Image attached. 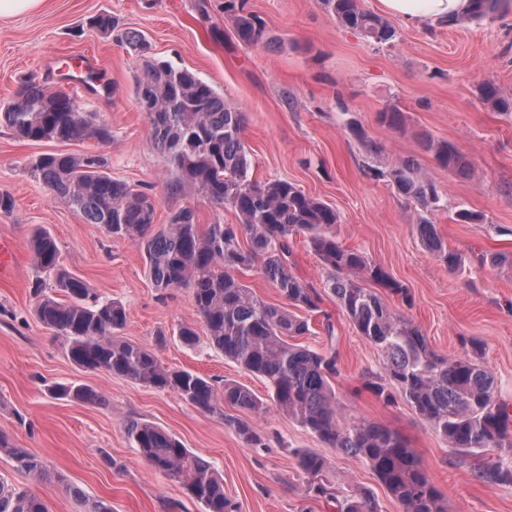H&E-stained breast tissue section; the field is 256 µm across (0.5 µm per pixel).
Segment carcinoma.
Here are the masks:
<instances>
[{"instance_id": "cac0c4a2", "label": "carcinoma", "mask_w": 512, "mask_h": 512, "mask_svg": "<svg viewBox=\"0 0 512 512\" xmlns=\"http://www.w3.org/2000/svg\"><path fill=\"white\" fill-rule=\"evenodd\" d=\"M459 24L494 18L504 0H471ZM324 9L346 27L376 44L396 38L395 29L380 16L360 8L358 0H322ZM224 13L234 20L241 42L263 40L264 23L247 10L246 0H224ZM89 24L125 44L144 59L135 82L138 107L148 115L155 148L167 160L169 185L176 193L199 194L211 205L231 206L239 223L215 222L201 227L196 210L182 207L166 224L154 225L155 200L124 181L112 178L104 156L43 153L26 164L28 173L77 212L86 223L102 226L108 236L137 244L153 286L167 293L186 288L206 329L210 348L242 371L262 379L267 396L259 398L238 382L217 381L196 372L163 364L149 348L123 339L127 323L124 304L103 299L85 281L64 269L53 235L45 228L32 233L28 248L35 269L52 279L33 288L38 322L62 338L66 356L87 371L104 370L150 387L178 394L200 411L216 416L249 445L259 442L254 427L241 418L224 416V407L288 416L321 443L366 463L401 512H447L444 496L421 466L414 450L398 432L375 422H347L332 380L338 374L337 352L297 344L310 332L298 311L318 312L321 293L290 269L291 242L303 235L326 266L324 290L336 298L356 331L383 356L385 375L368 373L365 387L388 402L403 399L428 422L451 448L480 453L478 477L488 484H511L512 463L498 450L512 448V411L496 396L492 373L470 357L448 359L432 350L421 330L392 312L365 278L408 299L407 289L382 267L366 262L357 250L342 246L334 228L336 211L282 179L256 180L242 138L246 113L224 104L213 88L187 69L150 59L149 44L136 31L120 28L110 13ZM482 99L500 112L512 104L498 96L494 85L481 88ZM0 125L28 141H112V127L97 114L63 93L47 91L28 81L16 98L0 107ZM445 167L459 174L469 161L453 144L426 143ZM397 193L422 212L417 228L425 248L454 269L458 254L446 249L429 215L441 197L420 167L407 159L388 172ZM258 269L284 298L273 305L258 297L241 274ZM60 293V300L55 294ZM51 394L60 399L102 402L82 384L58 383ZM124 433L131 447L158 472L181 484L202 512H239L224 493V480L207 460L191 453L173 434L137 419ZM0 454L35 482L54 481L81 501L83 512H112L105 499H87L80 488L51 471L37 455L17 447L0 433ZM298 474L305 480L304 497L336 502V512H377L366 492L338 497L322 479L331 460L314 450L294 453ZM0 512H49L44 500L0 481Z\"/></svg>"}]
</instances>
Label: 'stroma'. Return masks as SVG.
Segmentation results:
<instances>
[{
    "instance_id": "obj_1",
    "label": "stroma",
    "mask_w": 512,
    "mask_h": 512,
    "mask_svg": "<svg viewBox=\"0 0 512 512\" xmlns=\"http://www.w3.org/2000/svg\"><path fill=\"white\" fill-rule=\"evenodd\" d=\"M196 2L45 0L0 21V105L28 80L56 91L54 70L88 54L100 58L118 88L113 101H83L111 126L108 144L21 140L0 126V192L16 204L13 212L0 213V238L13 240L17 249L14 276L0 279V432L86 496L108 500L112 512H169L170 502L184 501L181 485L155 471L124 434V421H148L208 460L241 512H298L303 483L292 451L324 446L294 420L274 411L255 417L228 409V416L252 421L261 437V445H248L223 420L174 392L79 367L65 355L61 338L37 321L27 243L42 226L56 239L69 272L100 296L124 303L126 340L147 346L167 365L267 394L260 378L241 372L206 341L183 345L179 327L199 321L190 293L160 295L138 246L85 223L25 165L43 153L102 155L113 178L156 198V224L185 205L195 208L199 224L237 223L231 207L168 190L166 160L152 145L148 117L134 95L143 60L88 24L110 13L145 36L152 58L195 73L226 104L245 112L243 140L253 177L288 180L336 210L340 242L408 288L407 303L382 292L389 308L413 321L438 353L477 355L495 377L499 402L512 408V112L497 111L480 96L481 85L491 83L512 100V4L481 23L431 30L399 23L396 40L380 45L336 22L321 0H248L265 26L263 41L248 46L238 40L224 0H209L205 17ZM390 106L403 114L400 128L379 121ZM352 120L364 140L350 132ZM429 140L455 145L469 159L470 174L442 166L426 150ZM408 158L445 203L431 220L447 249L460 255L456 269L423 246L417 210L384 176ZM459 209L479 213L483 223H456ZM327 319L334 325L331 337L323 327ZM310 329L302 344H331L338 352L335 385L347 419L399 432L444 495L448 512H512V484L481 482L479 457L449 448L405 401L387 403L364 388L365 374L381 371L382 356L356 332L335 297L324 295ZM57 382L87 385L104 401L54 398L48 388ZM330 458L326 479L339 494L366 490L379 512H400L366 463L336 451ZM0 481L31 490L50 512H83L61 485L32 481L3 455Z\"/></svg>"
}]
</instances>
